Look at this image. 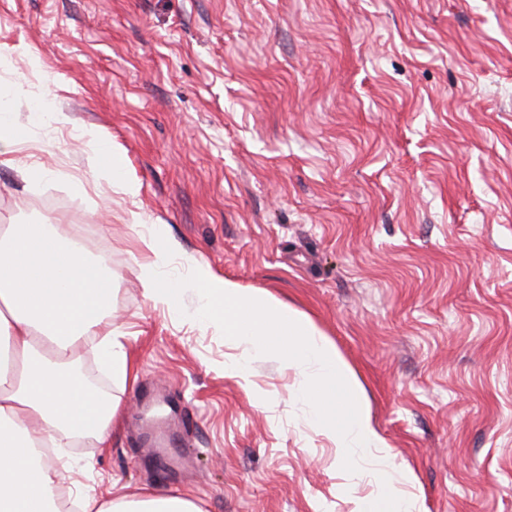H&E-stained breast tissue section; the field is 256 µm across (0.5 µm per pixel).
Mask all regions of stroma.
<instances>
[{"label":"stroma","instance_id":"1","mask_svg":"<svg viewBox=\"0 0 512 512\" xmlns=\"http://www.w3.org/2000/svg\"><path fill=\"white\" fill-rule=\"evenodd\" d=\"M0 110L49 170L0 165V224L95 226L133 367L120 386L82 353L119 417L109 447L61 450L64 482L199 512H355L376 491L293 372L197 319L194 290L145 297L156 226L169 275L209 266L335 343L423 512H512V0H0ZM85 128L136 198L95 177Z\"/></svg>","mask_w":512,"mask_h":512}]
</instances>
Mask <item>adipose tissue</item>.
Returning <instances> with one entry per match:
<instances>
[{"label":"adipose tissue","instance_id":"obj_1","mask_svg":"<svg viewBox=\"0 0 512 512\" xmlns=\"http://www.w3.org/2000/svg\"><path fill=\"white\" fill-rule=\"evenodd\" d=\"M83 136L94 149L93 171L137 197L138 184L123 177L114 152H103L100 135ZM115 291L108 259L58 226L0 224V512H60V473L40 453L46 441H109L118 404L102 403L70 368L92 341L113 379L128 380V354L112 324ZM79 497L84 512H199L177 494Z\"/></svg>","mask_w":512,"mask_h":512}]
</instances>
